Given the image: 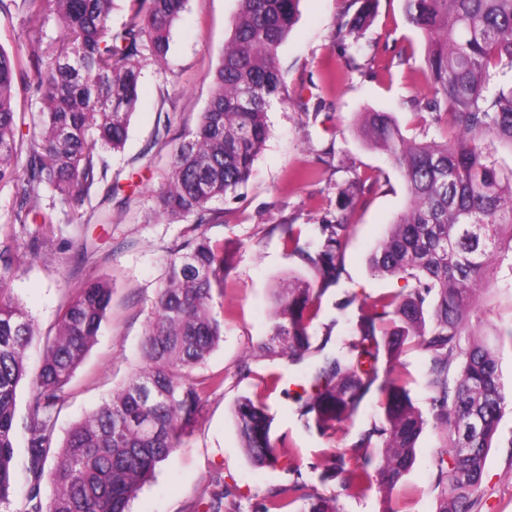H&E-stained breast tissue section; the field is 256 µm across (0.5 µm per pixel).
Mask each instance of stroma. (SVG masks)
Returning a JSON list of instances; mask_svg holds the SVG:
<instances>
[{"instance_id":"stroma-1","label":"stroma","mask_w":512,"mask_h":512,"mask_svg":"<svg viewBox=\"0 0 512 512\" xmlns=\"http://www.w3.org/2000/svg\"><path fill=\"white\" fill-rule=\"evenodd\" d=\"M349 0H301L299 16L280 49L291 101L268 114L269 134L249 181L235 198L217 204L218 221L209 235L224 242L232 268L215 310L224 321V342L197 377H224L211 394L192 432L174 457L163 464L131 503V512H208L214 494L224 496V512H263L271 490L299 482L308 494L334 500L337 512H435V460L444 447L441 429L427 427L416 448L411 471L393 493L380 482L359 490L340 478H324L326 464L353 447L377 415V390H370L359 412L320 435L307 432L295 414V373L251 357L253 345L271 328L272 293L282 280L308 275V267L285 249L279 225L292 224L303 235L315 225L345 216L351 226L340 283L322 299L316 338L336 350L349 340L357 306L339 310L350 296L363 299L398 289L399 281L372 276L368 259L403 210L402 180L386 155L360 133L362 113H394L409 134L419 129L412 102L429 95L423 75L425 40L406 21L403 0H376L375 15L354 53L336 38V24ZM238 0H189L175 22L167 67L148 65L139 87V103L122 152L110 155L109 181L116 195L99 185L89 223L43 226L38 253L19 252L24 264L10 292L32 316L37 336L29 349L37 361L53 335L60 306L76 282L105 278L112 300L96 344L72 378L68 399L56 423L57 438L94 411L141 363V347L164 274L166 258L183 239L195 216L169 221L155 213L177 144L194 131L211 94L210 75L227 41ZM413 53L400 60L401 49ZM354 189L352 205L341 192ZM86 240L87 255L70 248ZM512 271L490 273L473 331L493 339L512 325ZM251 372H240L242 364ZM282 379L266 404L273 416L272 438L279 463L257 468L241 448L233 408L238 397L265 394L272 373ZM474 512H512V415H506L489 451L482 485L474 494Z\"/></svg>"}]
</instances>
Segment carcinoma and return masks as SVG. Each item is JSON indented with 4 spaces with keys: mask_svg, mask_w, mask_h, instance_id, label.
I'll return each instance as SVG.
<instances>
[{
    "mask_svg": "<svg viewBox=\"0 0 512 512\" xmlns=\"http://www.w3.org/2000/svg\"><path fill=\"white\" fill-rule=\"evenodd\" d=\"M301 0H239L231 33L211 75L212 96L196 129L175 149L167 183L157 196L160 215H194L185 238L172 249L142 345L143 364L95 411L74 423L62 443L55 429L67 388L97 341L112 300L103 278L73 289L59 309L55 334L46 337L40 365L27 350L35 336L30 314L7 292L18 276L15 234L0 241V508L14 492L22 427L28 489L22 512H130L138 491L169 461L199 419L209 395L224 378L198 379L224 340L214 311L224 288L229 253L204 225L211 204L235 194L251 177L268 134V112L288 104L290 92L279 51L299 15ZM343 14L338 34L358 42L371 22L373 0ZM188 0H134L120 25L112 24L115 0H0V13L16 15L29 35L26 51L0 46V184L21 190L11 224L35 245L53 216L29 205L42 187L58 191L70 221L107 179L109 153L128 139L145 63L167 64L172 29ZM408 23L426 40L424 75L430 97L414 113L421 127L444 130L442 142L405 134L390 112H367L360 131L385 153L405 189L404 209L369 258L379 278L406 281L359 306L352 338L339 350L315 347L321 299L344 271L350 225L318 224L301 239L281 226L289 252L313 278L293 276L275 295L271 332L256 356L297 369L301 393L296 412L307 430L325 434L357 414L378 385L380 412L350 450L333 462L331 475L363 488L378 475L391 491L412 469L417 442L428 421L411 396L400 357H430L426 386L433 424L445 435L437 459L436 512H473L472 494L483 479L492 440L507 413L499 372L504 340L467 332L477 292L493 263L512 270V239L503 245L500 226L512 224V165L493 144L512 148V0H403ZM61 33L45 32L50 15ZM38 106V131L27 136L25 114L15 111L16 83ZM24 164H19L20 158ZM385 364L379 377V364ZM26 411L17 416L21 391ZM242 448L256 467L278 462L274 418L260 397L243 396L234 407ZM54 487L43 503L41 484ZM296 483L270 492L264 512H335L331 501L303 492Z\"/></svg>",
    "mask_w": 512,
    "mask_h": 512,
    "instance_id": "cac0c4a2",
    "label": "carcinoma"
}]
</instances>
